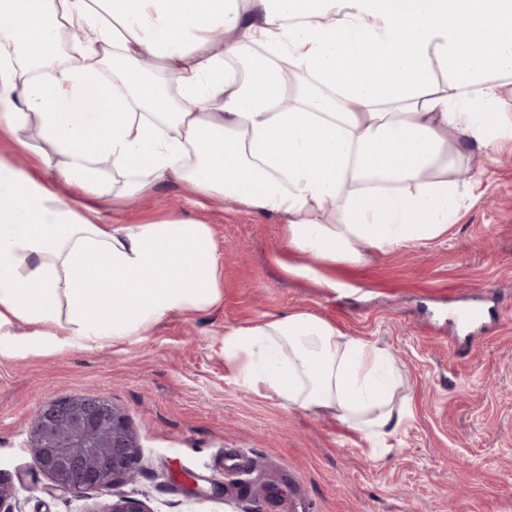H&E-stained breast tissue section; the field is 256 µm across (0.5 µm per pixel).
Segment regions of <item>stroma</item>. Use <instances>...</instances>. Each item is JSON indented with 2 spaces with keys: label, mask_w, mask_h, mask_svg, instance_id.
<instances>
[{
  "label": "stroma",
  "mask_w": 512,
  "mask_h": 512,
  "mask_svg": "<svg viewBox=\"0 0 512 512\" xmlns=\"http://www.w3.org/2000/svg\"><path fill=\"white\" fill-rule=\"evenodd\" d=\"M0 139V158L47 182L58 156L40 162ZM481 173L474 199L441 236L363 263L326 268L336 290L287 273L277 218L218 207L180 184L112 204L88 205L101 224L160 222L178 216L209 224L219 246L222 301L175 313L136 342L94 350L38 345L0 355V469L9 471L23 512H79L54 488L28 447L40 403L93 393L119 408L140 444L137 475L113 496L143 500L151 512H289L288 486L315 512H512V153L471 149L457 181ZM487 285L489 320L471 348H455L452 311ZM321 316L345 335L389 352L401 374L398 399L410 415L392 451L371 459L359 434L331 418L285 408L239 387L224 362L225 330L281 313Z\"/></svg>",
  "instance_id": "1"
}]
</instances>
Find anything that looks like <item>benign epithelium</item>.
<instances>
[{
	"instance_id": "obj_1",
	"label": "benign epithelium",
	"mask_w": 512,
	"mask_h": 512,
	"mask_svg": "<svg viewBox=\"0 0 512 512\" xmlns=\"http://www.w3.org/2000/svg\"><path fill=\"white\" fill-rule=\"evenodd\" d=\"M29 447L54 485L75 500L88 492L111 493L134 478L140 448L127 417L107 400L76 393L43 403L30 430ZM9 474L0 471V512H14ZM92 512H149L144 502L121 496Z\"/></svg>"
}]
</instances>
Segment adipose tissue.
<instances>
[{
	"label": "adipose tissue",
	"instance_id": "obj_1",
	"mask_svg": "<svg viewBox=\"0 0 512 512\" xmlns=\"http://www.w3.org/2000/svg\"><path fill=\"white\" fill-rule=\"evenodd\" d=\"M0 16V136L35 122L63 189L177 181L277 217L285 250L320 265L437 238L480 186L449 181L458 144L512 143V0H0ZM63 25L111 73L66 65ZM62 191L0 159L1 350L97 349L220 302L210 225L98 224ZM319 267L292 272L336 289ZM224 361L377 459L408 415L386 352L309 312L228 329Z\"/></svg>",
	"mask_w": 512,
	"mask_h": 512
}]
</instances>
